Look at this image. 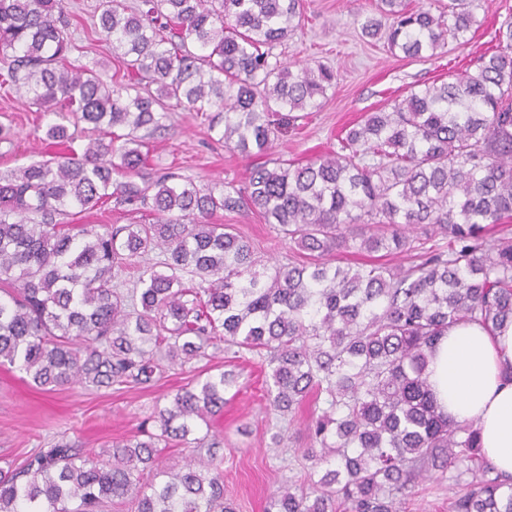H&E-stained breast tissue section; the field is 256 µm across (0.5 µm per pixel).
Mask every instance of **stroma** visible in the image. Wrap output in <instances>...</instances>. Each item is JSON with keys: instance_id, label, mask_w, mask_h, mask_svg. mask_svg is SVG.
I'll use <instances>...</instances> for the list:
<instances>
[{"instance_id": "35a3bbf8", "label": "stroma", "mask_w": 512, "mask_h": 512, "mask_svg": "<svg viewBox=\"0 0 512 512\" xmlns=\"http://www.w3.org/2000/svg\"><path fill=\"white\" fill-rule=\"evenodd\" d=\"M97 0H64L77 49L76 64L106 75L118 73L120 64L111 46L89 29V16ZM305 33L289 39L280 49L284 62L322 63L337 73V84L328 89L319 109L288 128L274 142L268 158L304 163L335 149L342 128L362 113L388 100L404 98L410 91L447 80L449 71L470 67L488 51L496 29L512 17V0H478L480 22L464 45L449 44L441 57L411 59L391 54L383 40L362 37L360 24L374 15L375 0H304ZM60 115L30 103L13 88H0V175L45 158L47 128ZM148 161L145 175L171 171L227 192L245 187L252 160L225 148L220 130H209L200 114L181 108L170 112L165 128L138 130ZM152 214L144 209L125 210L114 202L74 216L77 224H144ZM214 223L230 224L247 236L259 254L287 262L294 256L287 239L274 225L248 209L220 211ZM263 357L252 353L229 363L220 349L184 364L165 365L160 377L144 387H74L43 391L22 371L0 366V467L22 463L36 448L66 440L92 456L103 458L112 442L156 431V400L195 384L206 374L225 369L237 376L234 390L225 391L221 415L210 422L211 434L224 439V495L236 512H265L270 495L288 479L302 480L306 462L300 455L309 440L305 426L308 409L284 424L281 447L270 445L274 420L265 408L266 371Z\"/></svg>"}]
</instances>
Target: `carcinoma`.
<instances>
[{
  "instance_id": "cac0c4a2",
  "label": "carcinoma",
  "mask_w": 512,
  "mask_h": 512,
  "mask_svg": "<svg viewBox=\"0 0 512 512\" xmlns=\"http://www.w3.org/2000/svg\"><path fill=\"white\" fill-rule=\"evenodd\" d=\"M302 0H103L94 33L123 59L127 82L69 60L62 0H0V82L32 104L68 109L93 137L80 154L0 176V366L56 390L147 385L161 359L186 362L209 346L264 354L268 413L310 397L303 482L267 512H398L423 480L448 479V512H512V479L482 459L477 428L443 416L427 382L429 355L452 325L492 332L512 321V21L474 71L363 113L339 147L305 164L254 165L243 190L190 178L148 181L134 136L176 108L214 112L224 146L245 157L273 148L283 125L320 105L336 73L282 62L276 47L302 30ZM476 0L438 12L380 0L362 35L390 53L436 57L477 25ZM128 133L119 134L117 130ZM53 144L74 140L63 124ZM141 182H136V179ZM109 199L156 216L149 224L68 227ZM246 207L304 259L267 265L245 236L213 224ZM440 235L448 246L426 243ZM415 253L409 265L356 269L350 249ZM159 251V273L134 287L112 270ZM231 371L209 374L156 406L157 431L112 444L99 460L68 442L0 468V512H233L224 502L223 439L195 433L224 410ZM194 444L172 472L163 450ZM166 480L156 481L159 475Z\"/></svg>"
}]
</instances>
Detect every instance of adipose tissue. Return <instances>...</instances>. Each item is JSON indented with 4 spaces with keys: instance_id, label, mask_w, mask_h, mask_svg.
Returning <instances> with one entry per match:
<instances>
[{
    "instance_id": "1",
    "label": "adipose tissue",
    "mask_w": 512,
    "mask_h": 512,
    "mask_svg": "<svg viewBox=\"0 0 512 512\" xmlns=\"http://www.w3.org/2000/svg\"><path fill=\"white\" fill-rule=\"evenodd\" d=\"M427 380L450 419L475 423L484 459L512 477V322L492 333L471 322L450 327Z\"/></svg>"
}]
</instances>
